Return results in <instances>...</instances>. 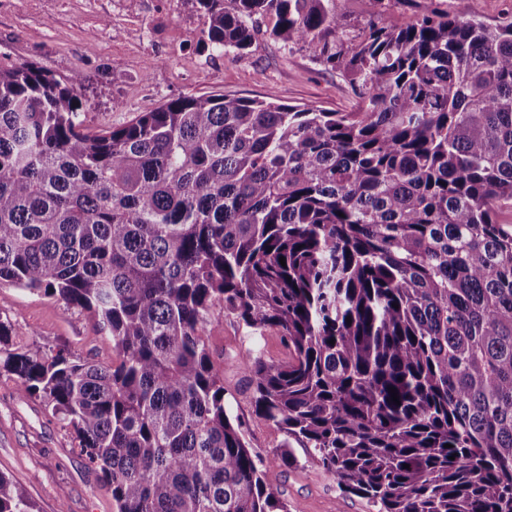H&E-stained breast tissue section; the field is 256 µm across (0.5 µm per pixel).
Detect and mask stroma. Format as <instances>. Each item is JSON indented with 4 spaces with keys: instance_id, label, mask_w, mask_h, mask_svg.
<instances>
[{
    "instance_id": "35a3bbf8",
    "label": "stroma",
    "mask_w": 512,
    "mask_h": 512,
    "mask_svg": "<svg viewBox=\"0 0 512 512\" xmlns=\"http://www.w3.org/2000/svg\"><path fill=\"white\" fill-rule=\"evenodd\" d=\"M417 13L415 0H388L383 8L376 0H341L338 17L345 26L378 14L404 25ZM204 26L192 0H0V61L33 62L60 80L80 72L88 101L80 120L89 134L122 127L179 95L355 110L349 85L307 51L262 39L247 55L219 54L198 45ZM0 320L13 325L16 348L64 347L81 360L118 362L109 332L57 298L0 286ZM203 336L224 375L231 415L242 421L250 448L267 454L283 436L258 417L246 392L239 359L252 346L249 330L218 311ZM0 474L24 491L36 512H116L109 486L70 428L6 374L0 375ZM277 474L288 512H374L316 462L281 466Z\"/></svg>"
}]
</instances>
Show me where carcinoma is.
<instances>
[{"label": "carcinoma", "instance_id": "cac0c4a2", "mask_svg": "<svg viewBox=\"0 0 512 512\" xmlns=\"http://www.w3.org/2000/svg\"><path fill=\"white\" fill-rule=\"evenodd\" d=\"M195 3L204 47L300 45L357 109L181 96L89 135L80 74L1 65L0 284L88 311L119 363L14 349L0 320V373L116 512H288L297 448L378 512H512V23L419 0L351 35L339 0ZM216 308L254 334L264 457L202 336ZM0 512H35L1 474ZM386 7L383 12V18L387 23L394 25H404L413 21L418 13L416 2L411 1H384Z\"/></svg>", "mask_w": 512, "mask_h": 512}]
</instances>
